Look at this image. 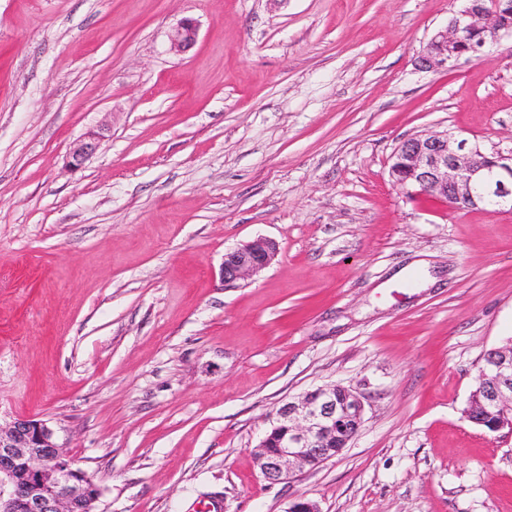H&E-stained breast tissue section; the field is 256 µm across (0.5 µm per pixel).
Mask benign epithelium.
<instances>
[{
    "label": "benign epithelium",
    "instance_id": "obj_1",
    "mask_svg": "<svg viewBox=\"0 0 512 512\" xmlns=\"http://www.w3.org/2000/svg\"><path fill=\"white\" fill-rule=\"evenodd\" d=\"M198 35L195 20L184 18L169 33L172 50L191 49ZM512 37V22L482 0H468L446 28L438 30L416 60L422 71L453 68L481 58ZM101 125L75 141L67 165L77 169L106 137ZM391 177L412 197L432 196L455 211L488 209L512 212V150L490 155L465 138L430 131L405 140L392 153ZM278 244L256 238L228 250L222 263L224 285L235 287L265 270ZM483 384L466 410L469 422L489 431L512 434V343L488 350L481 366ZM359 396L340 384L317 386L282 404L254 455L272 483L291 482L307 467L338 455L359 432L363 418ZM100 488L55 444L53 432L37 419L0 426V512H92Z\"/></svg>",
    "mask_w": 512,
    "mask_h": 512
}]
</instances>
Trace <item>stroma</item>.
<instances>
[{
    "label": "stroma",
    "instance_id": "obj_1",
    "mask_svg": "<svg viewBox=\"0 0 512 512\" xmlns=\"http://www.w3.org/2000/svg\"><path fill=\"white\" fill-rule=\"evenodd\" d=\"M464 4L0 0V423L45 421L93 512H512V435L463 416L512 340V213L389 173L427 131L512 150V38L415 65ZM259 237L275 260L225 287ZM331 383L359 433L268 482L275 409ZM197 35L198 27L196 21L191 18H184L169 33L170 47L176 52H185L195 45ZM108 127L101 125L96 129L89 130L79 140L75 141L67 155V165L70 168H80L88 161L98 149L101 141L106 137ZM278 253V244L267 238H256L228 250L222 263L224 286L235 287L265 270Z\"/></svg>",
    "mask_w": 512,
    "mask_h": 512
}]
</instances>
